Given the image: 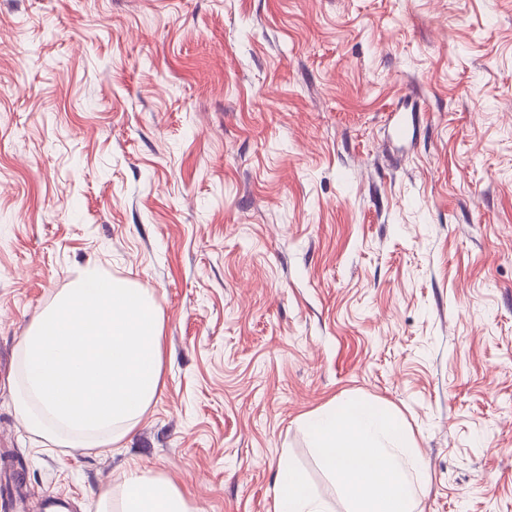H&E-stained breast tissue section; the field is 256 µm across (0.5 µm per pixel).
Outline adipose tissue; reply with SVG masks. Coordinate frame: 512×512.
<instances>
[{
    "instance_id": "ef3b65f1",
    "label": "adipose tissue",
    "mask_w": 512,
    "mask_h": 512,
    "mask_svg": "<svg viewBox=\"0 0 512 512\" xmlns=\"http://www.w3.org/2000/svg\"><path fill=\"white\" fill-rule=\"evenodd\" d=\"M307 428L323 467L350 499L353 512H415V490L407 470L418 451L400 420L380 408L351 399L308 417ZM120 512H192L167 478L128 472ZM275 512H328L288 460H281Z\"/></svg>"
}]
</instances>
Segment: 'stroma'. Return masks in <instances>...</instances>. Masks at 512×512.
I'll list each match as a JSON object with an SVG mask.
<instances>
[{"label": "stroma", "instance_id": "obj_1", "mask_svg": "<svg viewBox=\"0 0 512 512\" xmlns=\"http://www.w3.org/2000/svg\"><path fill=\"white\" fill-rule=\"evenodd\" d=\"M92 265L152 289L162 384L46 448L20 344ZM350 399L403 422L416 512H512V0H0V489L275 512L285 458L349 512L304 420ZM119 512H193L184 494L168 478L130 471L122 483Z\"/></svg>", "mask_w": 512, "mask_h": 512}]
</instances>
